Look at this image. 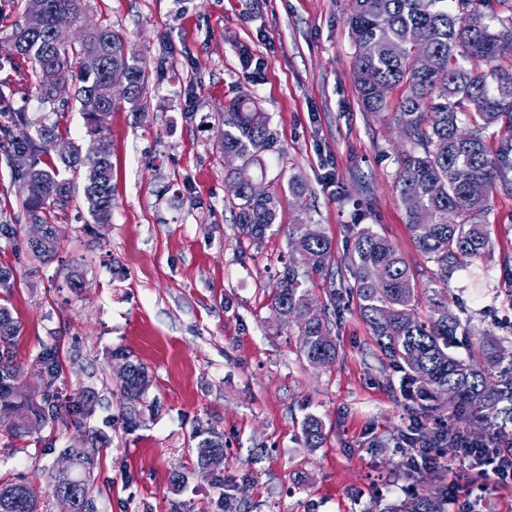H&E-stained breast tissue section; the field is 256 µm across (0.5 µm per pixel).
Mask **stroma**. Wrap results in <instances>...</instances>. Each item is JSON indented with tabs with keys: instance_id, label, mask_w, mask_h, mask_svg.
Masks as SVG:
<instances>
[{
	"instance_id": "obj_1",
	"label": "stroma",
	"mask_w": 512,
	"mask_h": 512,
	"mask_svg": "<svg viewBox=\"0 0 512 512\" xmlns=\"http://www.w3.org/2000/svg\"><path fill=\"white\" fill-rule=\"evenodd\" d=\"M26 9L27 0H0V92L12 111L60 126L89 149L74 85L65 105L41 101L30 63L11 48ZM350 9L351 0H86L87 22L122 31L146 63L145 112L123 104L109 120L111 222L95 223L76 195L58 214L62 247L45 265L27 256L23 231L0 237V266L14 274L0 302L21 324L23 390L41 386L37 357L54 343L59 392L97 395L87 427L110 443L97 457L96 512H224L228 494L247 512H385L410 490L450 483L442 469L405 473L398 443L413 411L354 304L332 317L337 356L326 367L300 356L297 328L272 311L285 225L302 218L331 239L332 273L311 285L325 298L352 279V225L370 224L414 271L419 319L439 292L469 318L474 338H512V196L494 198L491 258L440 281L394 189L403 139L392 114L364 111L358 99ZM243 95L269 114L282 150L266 155L263 179L279 195L283 228L257 246L232 221L221 145L224 107ZM294 175L308 188L300 203L288 192ZM0 222L27 223L1 152ZM74 269L75 289L67 285ZM114 349L152 378L144 422L132 432L107 362ZM310 415L326 427L318 448L302 432ZM199 426L224 437V464L206 477L193 472L190 435ZM79 434L60 424L15 440L0 420V479L22 478L39 512H58L54 464ZM177 466L192 473L178 488Z\"/></svg>"
}]
</instances>
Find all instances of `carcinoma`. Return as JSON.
Wrapping results in <instances>:
<instances>
[{"instance_id": "carcinoma-1", "label": "carcinoma", "mask_w": 512, "mask_h": 512, "mask_svg": "<svg viewBox=\"0 0 512 512\" xmlns=\"http://www.w3.org/2000/svg\"><path fill=\"white\" fill-rule=\"evenodd\" d=\"M38 26L20 24L11 34L16 52L32 65L41 97L54 102L60 81L78 83L76 97L97 96L101 105L84 112L89 132L100 150L87 155L78 145L60 164L41 166L40 140L63 136L59 126L33 128L27 114L12 112L0 135L8 140L10 157L22 161L14 180L23 197L26 216L46 225L45 243L29 245L31 259L52 260L60 237L55 233L56 210L66 207L74 191L73 176L85 174L84 198L97 224L112 219V145L107 120L115 103L105 97L114 79L132 86L126 103L134 112L144 111L147 71L137 59L122 55L124 36L110 26H99L68 45L53 41L59 25L76 26L86 9L85 0H44ZM355 55L353 79L363 109L386 112L388 97L377 88L399 86L403 95L392 118L406 147L397 154L394 187L400 198L417 201L407 210L408 225L420 254L437 267L446 281L492 251L490 198L497 192L512 195V0H352L348 17ZM431 57L425 72L415 69L419 52ZM224 153L240 164L229 170L235 224L253 245L261 244L276 224L280 201L277 192L252 193L251 170L269 152L281 154L269 127V116L244 95L224 107ZM272 309L287 324L300 311L306 319L298 325L300 354L312 365L336 360L331 338L330 310L340 296L326 302L313 296V277L332 272L331 240L317 224L288 225V258H280ZM346 263L353 276L347 294L355 301L385 363L402 373L403 395L424 414L448 405L457 419L492 423L512 420V351L504 340L484 337L478 341L483 361L458 357V345L472 342L468 324L447 304L438 302L433 315L422 321L414 315L418 296L414 275L391 242L366 224L351 229ZM21 327L10 309L0 305V418H10L13 437L29 435L28 425L54 426L71 420L82 426L93 411L94 393L82 390L62 400L54 384L63 374L58 345L44 348L41 389L15 393L19 363L13 352ZM499 367L500 380L490 381V368ZM127 430L142 423L144 397L150 387L147 368L130 362L126 380L119 383ZM303 435L311 448L325 440L322 421L306 418ZM197 465L211 474L209 462L224 456V437L212 430H193ZM75 469L54 476L52 494L61 492L77 500V512H95L93 469L96 457L83 447H67ZM25 483L0 482V512H38L26 499ZM448 489L411 492L406 502L391 512H444Z\"/></svg>"}]
</instances>
